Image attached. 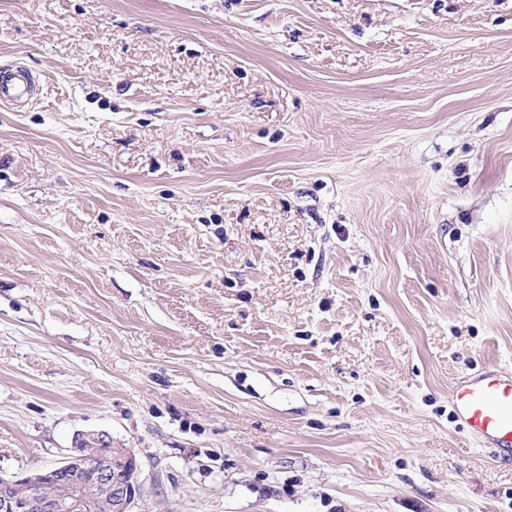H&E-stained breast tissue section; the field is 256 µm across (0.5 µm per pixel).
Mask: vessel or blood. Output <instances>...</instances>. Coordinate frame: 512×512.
I'll list each match as a JSON object with an SVG mask.
<instances>
[{
  "mask_svg": "<svg viewBox=\"0 0 512 512\" xmlns=\"http://www.w3.org/2000/svg\"><path fill=\"white\" fill-rule=\"evenodd\" d=\"M36 96L35 82L17 67L0 76V103L19 107ZM455 415L485 447L512 455V374L497 369L458 381L452 390Z\"/></svg>",
  "mask_w": 512,
  "mask_h": 512,
  "instance_id": "vessel-or-blood-1",
  "label": "vessel or blood"
}]
</instances>
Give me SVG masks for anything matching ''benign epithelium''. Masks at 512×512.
I'll list each match as a JSON object with an SVG mask.
<instances>
[{
	"label": "benign epithelium",
	"instance_id": "benign-epithelium-1",
	"mask_svg": "<svg viewBox=\"0 0 512 512\" xmlns=\"http://www.w3.org/2000/svg\"><path fill=\"white\" fill-rule=\"evenodd\" d=\"M141 496L139 464L128 448H114L106 435L76 442L62 465L36 468L21 477L0 475V512H133Z\"/></svg>",
	"mask_w": 512,
	"mask_h": 512
}]
</instances>
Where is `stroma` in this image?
<instances>
[{
	"instance_id": "obj_1",
	"label": "stroma",
	"mask_w": 512,
	"mask_h": 512,
	"mask_svg": "<svg viewBox=\"0 0 512 512\" xmlns=\"http://www.w3.org/2000/svg\"><path fill=\"white\" fill-rule=\"evenodd\" d=\"M0 474L134 512H512V0H0ZM35 97V82L27 70L16 67L7 76H0V103L17 108ZM455 415L487 448L512 456V374L497 369L458 381ZM140 496L135 455L103 434L78 438L60 466L0 475V512H96L99 503L98 512H133Z\"/></svg>"
}]
</instances>
